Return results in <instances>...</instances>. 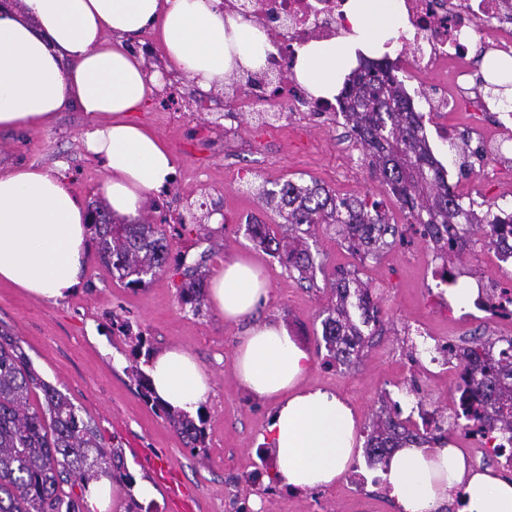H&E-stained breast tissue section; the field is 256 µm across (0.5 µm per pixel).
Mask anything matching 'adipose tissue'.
Instances as JSON below:
<instances>
[{"label": "adipose tissue", "instance_id": "1", "mask_svg": "<svg viewBox=\"0 0 512 512\" xmlns=\"http://www.w3.org/2000/svg\"><path fill=\"white\" fill-rule=\"evenodd\" d=\"M0 8V127H34L75 106L91 124L86 151L108 173L102 191L115 217L139 215L150 192L171 181L174 159L151 130L129 119L151 92L142 58L126 41L153 30L168 61L189 79L223 84L225 77L265 65L267 34L223 0H22ZM403 0H349V33L314 41L297 52L295 76L310 94L335 100L357 51L386 53L405 32ZM84 202L52 170L18 166L0 175V282L46 300L81 284L91 231ZM259 268L237 259L211 279L210 298L226 320L252 313L268 297ZM311 364L281 321L253 323L235 356L243 389L273 403L260 436L272 478L291 491L335 486L356 452L352 408L336 393L303 387ZM156 394L196 415L211 380L195 357L176 347L147 367ZM401 512H512V480L472 468L460 448L412 445L381 469Z\"/></svg>", "mask_w": 512, "mask_h": 512}]
</instances>
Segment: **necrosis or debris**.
<instances>
[{"label":"necrosis or debris","mask_w":512,"mask_h":512,"mask_svg":"<svg viewBox=\"0 0 512 512\" xmlns=\"http://www.w3.org/2000/svg\"><path fill=\"white\" fill-rule=\"evenodd\" d=\"M347 0H224L225 11L262 25L279 56L294 46L339 35ZM411 37L403 38L399 62L410 79L433 73L449 75L446 90L430 106L436 116L438 141L450 142L448 115L464 96L463 83L471 73L469 45L475 36L498 55L512 58V0H404ZM286 29H279L280 19ZM305 107L314 112L340 111L339 103L317 102L293 82L284 81L275 96L257 95L252 86L240 88L232 104L236 112H260Z\"/></svg>","instance_id":"obj_1"}]
</instances>
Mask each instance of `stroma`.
<instances>
[{
  "instance_id": "35a3bbf8",
  "label": "stroma",
  "mask_w": 512,
  "mask_h": 512,
  "mask_svg": "<svg viewBox=\"0 0 512 512\" xmlns=\"http://www.w3.org/2000/svg\"><path fill=\"white\" fill-rule=\"evenodd\" d=\"M145 46V60L158 80L133 118L170 149L180 189L160 207L146 205L142 219L157 225L193 214L219 217L218 229L209 235L191 234L182 240L181 250L187 251L189 260L204 259L202 272L207 277L221 262L236 257L250 258L263 268L269 297L256 319L285 322L312 358L305 385L346 397L357 430L369 425L388 397L399 402L406 414L421 404L448 407L453 394L449 377L425 372L435 355L434 339L460 343L481 332L493 337L512 328L493 320L466 321L472 310L468 304L444 307L441 295L447 287L438 279L442 262L418 233L407 230L404 242L363 260L346 249L335 227H320L307 239L323 262L315 287L309 289L267 255L248 230L252 224L278 223L277 213L265 206L256 189L287 180L304 185L315 181L340 196H374L383 201L393 222L404 223L403 213L371 174L343 120L330 124L298 112L283 129L272 112L241 119L225 116L231 87L204 90L183 75L162 76L168 63L159 43L152 39ZM488 91V86H476L448 116L449 125L469 142L493 130L495 113L481 109ZM172 92L179 95V105H165ZM85 129L81 112L73 108L43 127L0 129V173L23 165L52 167L85 202L101 199L105 172L83 149ZM432 148L457 192L496 212L512 210L511 180L484 173L473 152L460 155L437 142ZM455 267L462 288L478 278L502 287L512 285V268L496 266L485 248L463 254ZM340 268L368 283L382 310V322L361 363L348 368L327 365V352L319 347L320 313L335 301L330 283ZM181 283V275L170 268L144 288H126L92 249L80 287L65 299L42 300L1 282L0 327L20 341L43 379L66 394L104 439L121 447L124 457L133 459L138 476L156 484L151 512H175L167 492L158 485L159 474L151 464L155 457L174 468L196 494L195 512H256L251 508L256 499L261 502L257 512H399L383 485L371 483L362 490L371 496V508H358L359 493L347 477L325 490L268 491L272 464L259 436L272 406L241 389L233 365L247 324L226 322L208 304L201 315H193L180 302ZM116 314L139 327L155 349L188 350L209 375L211 391L202 404L205 452H191L139 399L125 372L132 342L112 331Z\"/></svg>"
}]
</instances>
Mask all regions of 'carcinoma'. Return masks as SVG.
Masks as SVG:
<instances>
[{
    "label": "carcinoma",
    "mask_w": 512,
    "mask_h": 512,
    "mask_svg": "<svg viewBox=\"0 0 512 512\" xmlns=\"http://www.w3.org/2000/svg\"><path fill=\"white\" fill-rule=\"evenodd\" d=\"M356 142L369 158L379 182L393 196L410 226L442 258H459L476 244L493 247L503 235L502 218L488 209L479 214L475 202L464 201L448 184L443 163L425 135L424 116L414 110L393 62L383 57L359 64L345 79L337 96ZM260 197L283 219L280 232L266 224H251L253 238L272 257L314 288L315 257L305 237L321 224H333L348 248L366 258L376 257L403 238L405 225L393 224L372 196L339 197L324 185L287 180ZM91 214L104 218L92 225L93 241L102 262L129 288H143L169 266L171 239H182L187 224L180 222L168 239L145 222L115 223L106 208L95 205ZM306 229H301V226ZM182 304L193 314L201 311L204 279L196 267H181ZM331 288L336 302L324 310L322 340L329 362L350 367L360 362L368 344L364 329L381 322V308L369 287L355 274L333 273ZM134 360L127 367L143 402L163 412L165 421L194 452L205 451L203 419L168 409L154 394L139 357L149 358L153 348L147 337L135 336ZM490 347L483 336H473L459 349L456 359H479ZM465 388L454 410V423L488 427L501 437L500 451L512 459V338L505 341L499 362L476 368L465 377ZM43 402L31 406L32 395ZM498 407L486 414L487 403ZM424 426L411 433L410 418L401 417L397 404L383 403L368 426L364 455L371 467L386 463L398 448L410 444L445 443L442 421L423 417ZM122 453L103 444L97 428L76 412L70 399L46 382L19 343L0 330V512H83L90 479L113 477L121 469ZM79 487L80 493L61 494L62 485Z\"/></svg>",
    "instance_id": "obj_1"
}]
</instances>
